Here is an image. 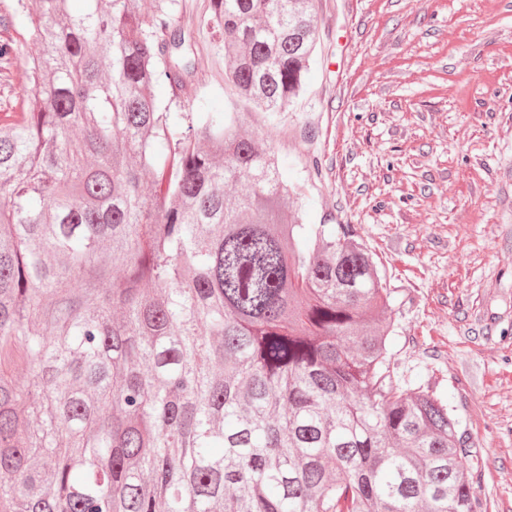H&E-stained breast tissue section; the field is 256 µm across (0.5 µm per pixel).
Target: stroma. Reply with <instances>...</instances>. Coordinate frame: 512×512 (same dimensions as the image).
Returning <instances> with one entry per match:
<instances>
[{
	"instance_id": "1",
	"label": "stroma",
	"mask_w": 512,
	"mask_h": 512,
	"mask_svg": "<svg viewBox=\"0 0 512 512\" xmlns=\"http://www.w3.org/2000/svg\"><path fill=\"white\" fill-rule=\"evenodd\" d=\"M18 0H0V113L31 94L37 50ZM193 74L172 97L229 110L210 0H177ZM304 85L265 128L288 212L351 224L395 288L392 352L448 400L481 472L484 512H512V0H314Z\"/></svg>"
}]
</instances>
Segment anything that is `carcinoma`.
Returning a JSON list of instances; mask_svg holds the SVG:
<instances>
[{"mask_svg": "<svg viewBox=\"0 0 512 512\" xmlns=\"http://www.w3.org/2000/svg\"><path fill=\"white\" fill-rule=\"evenodd\" d=\"M68 2L34 0L32 97L0 117V512H482L354 226L290 219L238 113L154 97L193 69L175 0ZM312 6L211 0L225 82L268 118Z\"/></svg>", "mask_w": 512, "mask_h": 512, "instance_id": "1", "label": "carcinoma"}]
</instances>
